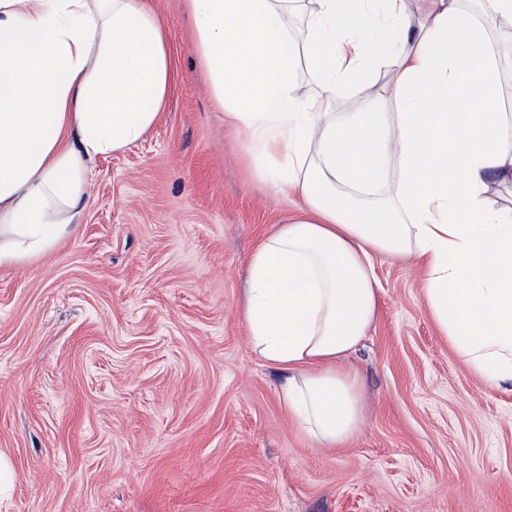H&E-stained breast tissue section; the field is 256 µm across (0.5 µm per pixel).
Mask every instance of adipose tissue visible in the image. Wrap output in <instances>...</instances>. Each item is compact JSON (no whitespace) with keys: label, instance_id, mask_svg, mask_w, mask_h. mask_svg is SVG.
Returning <instances> with one entry per match:
<instances>
[{"label":"adipose tissue","instance_id":"obj_1","mask_svg":"<svg viewBox=\"0 0 512 512\" xmlns=\"http://www.w3.org/2000/svg\"><path fill=\"white\" fill-rule=\"evenodd\" d=\"M214 101L248 174L299 217L249 258L253 353L317 446L363 425L349 366L376 320L377 255L413 260L442 334L471 371L512 381V113L491 41L512 0H185ZM312 65L320 105L299 89ZM390 77L352 111L336 102ZM173 80L150 0H0V266L81 223L90 161L156 124Z\"/></svg>","mask_w":512,"mask_h":512}]
</instances>
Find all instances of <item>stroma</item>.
Masks as SVG:
<instances>
[{"mask_svg":"<svg viewBox=\"0 0 512 512\" xmlns=\"http://www.w3.org/2000/svg\"><path fill=\"white\" fill-rule=\"evenodd\" d=\"M151 2L176 71L157 123L91 161L71 236L0 266V512H512V384L456 355L411 261L374 260L360 432L321 448L295 426L239 308L298 211L250 178L184 0Z\"/></svg>","mask_w":512,"mask_h":512,"instance_id":"obj_1","label":"stroma"}]
</instances>
